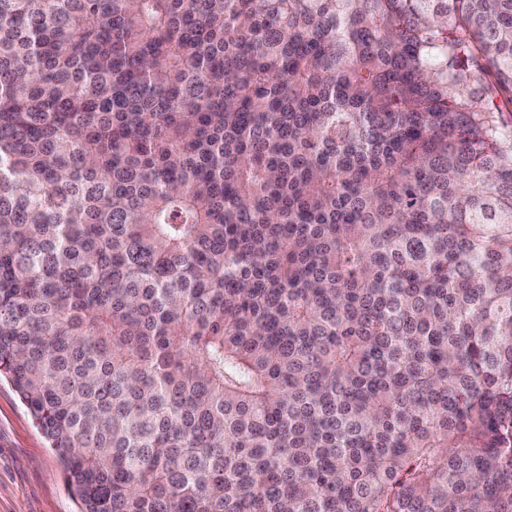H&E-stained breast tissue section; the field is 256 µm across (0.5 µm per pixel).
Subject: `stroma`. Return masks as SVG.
<instances>
[{
  "instance_id": "35a3bbf8",
  "label": "stroma",
  "mask_w": 512,
  "mask_h": 512,
  "mask_svg": "<svg viewBox=\"0 0 512 512\" xmlns=\"http://www.w3.org/2000/svg\"><path fill=\"white\" fill-rule=\"evenodd\" d=\"M0 512H76L58 458L0 380Z\"/></svg>"
}]
</instances>
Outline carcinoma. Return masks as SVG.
<instances>
[{"label":"carcinoma","mask_w":512,"mask_h":512,"mask_svg":"<svg viewBox=\"0 0 512 512\" xmlns=\"http://www.w3.org/2000/svg\"><path fill=\"white\" fill-rule=\"evenodd\" d=\"M512 0H0V376L79 512H512Z\"/></svg>","instance_id":"obj_1"}]
</instances>
